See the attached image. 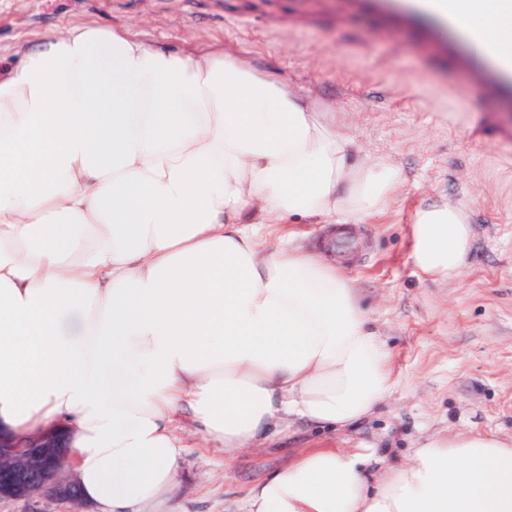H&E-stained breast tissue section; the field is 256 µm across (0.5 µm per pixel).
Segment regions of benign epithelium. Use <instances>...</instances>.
<instances>
[{
  "instance_id": "obj_1",
  "label": "benign epithelium",
  "mask_w": 512,
  "mask_h": 512,
  "mask_svg": "<svg viewBox=\"0 0 512 512\" xmlns=\"http://www.w3.org/2000/svg\"><path fill=\"white\" fill-rule=\"evenodd\" d=\"M70 459L69 438L56 426L27 435L0 430V499L78 500Z\"/></svg>"
}]
</instances>
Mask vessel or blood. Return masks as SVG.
<instances>
[{"label":"vessel or blood","instance_id":"b4317fda","mask_svg":"<svg viewBox=\"0 0 512 512\" xmlns=\"http://www.w3.org/2000/svg\"><path fill=\"white\" fill-rule=\"evenodd\" d=\"M361 12L413 29L425 49L451 57L472 82L512 98V42L489 40L459 10L460 0H352Z\"/></svg>","mask_w":512,"mask_h":512}]
</instances>
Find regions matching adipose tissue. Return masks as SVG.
<instances>
[{
  "mask_svg": "<svg viewBox=\"0 0 512 512\" xmlns=\"http://www.w3.org/2000/svg\"><path fill=\"white\" fill-rule=\"evenodd\" d=\"M309 96L221 48L59 32L0 67V427L70 432L80 498L144 512L175 482L176 414L232 452L284 420L344 428L400 384L331 248L286 224H364L403 189ZM467 210L411 217L419 276H460ZM248 512H512V440L457 429L402 462L309 448Z\"/></svg>",
  "mask_w": 512,
  "mask_h": 512,
  "instance_id": "obj_1",
  "label": "adipose tissue"
}]
</instances>
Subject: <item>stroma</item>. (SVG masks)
<instances>
[{"mask_svg":"<svg viewBox=\"0 0 512 512\" xmlns=\"http://www.w3.org/2000/svg\"><path fill=\"white\" fill-rule=\"evenodd\" d=\"M309 0L304 14L261 15L266 0H0V64L47 37L86 24L125 28L172 50L215 42L255 69L334 108L336 128L363 154H387L405 190L361 225L349 264L363 307L391 352L400 386L355 427L334 433L302 421L227 453L187 436L164 512H245L248 488L305 448H372L403 460L428 435L472 430L512 437V101L470 85L415 35ZM471 212L473 239L460 278H419L410 215L436 198Z\"/></svg>","mask_w":512,"mask_h":512,"instance_id":"obj_1","label":"stroma"}]
</instances>
